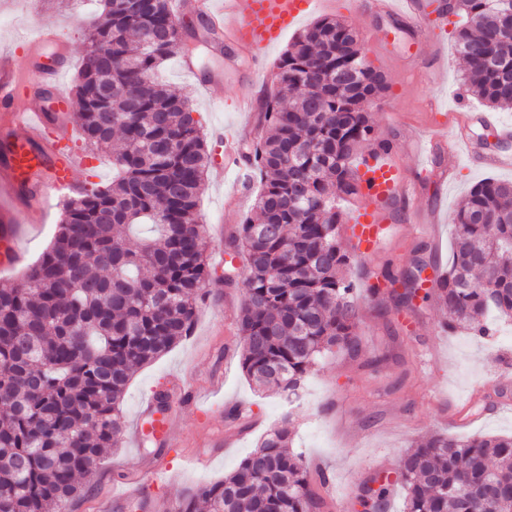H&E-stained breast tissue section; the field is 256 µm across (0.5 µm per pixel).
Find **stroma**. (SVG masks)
<instances>
[{
    "label": "stroma",
    "instance_id": "stroma-1",
    "mask_svg": "<svg viewBox=\"0 0 512 512\" xmlns=\"http://www.w3.org/2000/svg\"><path fill=\"white\" fill-rule=\"evenodd\" d=\"M99 9L98 0H73L67 11L52 0H0V46L31 35L36 26L55 27L69 44L63 81L66 88H73L84 57L82 27ZM323 16L347 21L362 33L375 26L389 37L392 47L388 50L369 40L364 43L369 61L383 72L388 85L371 118L376 136L392 142L391 157L409 179L404 195L387 210L381 246L355 256L351 268L359 351L321 359L302 389L290 398L249 382L239 361L236 323L243 290L225 283L227 267L218 256L224 251L225 238L252 205L247 202L236 208L225 200L234 176L220 184L206 178L197 202L198 223L214 230L208 238L211 276L206 299L198 305L192 335L135 371L122 410L127 429H134L152 392L174 394L182 386H203L219 376L224 380L223 399L213 404L208 418H200L189 407L174 416L188 446L199 444L203 434L230 431L228 400L250 409L253 421L235 445L204 461L189 460L185 448L164 449L168 474L160 483L137 487V499L174 500L185 487L224 478L256 448L267 430L286 418L292 423L293 450L327 470L332 486L322 495L329 501L341 496L355 499L371 480L396 476L404 451L428 435L512 434V321L489 317L491 333L485 337L447 331L434 302L418 300L413 307L390 310L384 299L365 291L373 269L386 263L409 266L418 253L427 262L425 281L434 282L451 261L453 211L478 182L490 177L512 182V171L493 173L464 155L452 167L440 149H431L422 160L414 153V134L425 132L433 119H446L452 127L459 113L484 109L464 80L454 27L431 30L429 39L422 40L394 20L347 9L342 0H321L306 20L311 23ZM287 46V41H280L261 63L240 59L230 69L224 61H216L206 76L211 85L207 91L199 89L180 59H171L161 68L160 79L188 98L208 135L213 162L224 159L223 146L211 136L213 128L246 120L258 123V113L239 112L237 102L249 96L262 103ZM421 163L445 172L444 182L437 186L428 178H416ZM61 211L58 204L17 203L0 197V223L18 226L24 263L36 260L50 244ZM153 453V446L130 439L112 449L97 472L93 494L75 500L69 512H93L96 496L134 484L140 471L153 464Z\"/></svg>",
    "mask_w": 512,
    "mask_h": 512
}]
</instances>
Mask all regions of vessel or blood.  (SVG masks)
<instances>
[{
    "label": "vessel or blood",
    "mask_w": 512,
    "mask_h": 512,
    "mask_svg": "<svg viewBox=\"0 0 512 512\" xmlns=\"http://www.w3.org/2000/svg\"><path fill=\"white\" fill-rule=\"evenodd\" d=\"M316 6V0H194V9L209 31L221 35L228 50L258 58L277 45ZM368 12L405 21L411 29L424 26L419 0H369ZM17 48L0 49V195L17 199L28 193L39 198L54 194L81 195L85 184L78 177L86 166L84 154L70 147L77 123L58 69L40 66L20 71ZM245 128L216 127L212 135L224 142V167L231 170L245 161L242 142ZM430 140L442 144L449 163L461 151H474L466 137L452 139L446 125H437ZM363 207L351 226L357 249L372 252L386 228L385 212L407 186L402 169L385 152L366 156L359 167ZM18 230L0 226V268L9 269L20 253ZM154 434L171 448L184 437L172 413L156 416Z\"/></svg>",
    "instance_id": "b4317fda"
}]
</instances>
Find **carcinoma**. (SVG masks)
<instances>
[{"instance_id": "carcinoma-1", "label": "carcinoma", "mask_w": 512, "mask_h": 512, "mask_svg": "<svg viewBox=\"0 0 512 512\" xmlns=\"http://www.w3.org/2000/svg\"><path fill=\"white\" fill-rule=\"evenodd\" d=\"M460 18L458 54L485 106L512 109V0H446ZM73 89L82 139L112 155L116 175L64 204L52 243L21 277L0 285V512H66L94 485L123 430L134 369L193 328L210 274L196 223L210 155L186 99L154 78L189 51L169 0H117L83 32ZM246 145L263 176L253 213L225 244L245 297L237 315L242 371L257 386L297 394L316 361L357 349L350 256L336 199L363 197L353 162L390 151L374 135L369 102L387 90L358 32L322 18L277 65ZM112 94L100 96V89ZM121 145L113 148V136ZM452 261L419 295L420 258L386 263L366 292L395 309L416 298L443 311L441 326L486 336L492 311L512 320V183L487 179L451 215ZM287 426L269 430L224 479L185 488L175 512H318L326 482L290 450ZM397 482L403 512H512V436L431 434L405 452ZM363 512H389L390 483L364 485Z\"/></svg>"}]
</instances>
